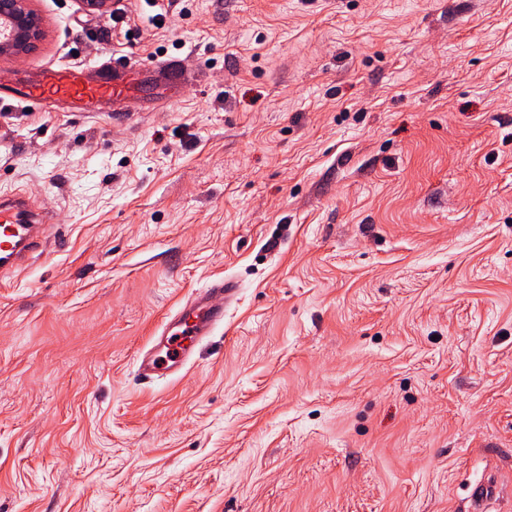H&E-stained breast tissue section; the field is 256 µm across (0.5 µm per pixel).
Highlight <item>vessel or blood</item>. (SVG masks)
<instances>
[{
	"label": "vessel or blood",
	"mask_w": 512,
	"mask_h": 512,
	"mask_svg": "<svg viewBox=\"0 0 512 512\" xmlns=\"http://www.w3.org/2000/svg\"><path fill=\"white\" fill-rule=\"evenodd\" d=\"M141 70V64L128 56L100 65L91 74L77 68L54 67L20 89L0 79V96L7 100L19 96L41 109L68 101L77 111L90 112L99 100L119 106L136 96L140 87L134 77ZM54 224L51 213L33 208L23 194L0 196V280L24 269L35 256L48 250ZM237 294L234 281L218 278L190 295L162 323L155 348L138 355V374L146 379L178 374L195 348L223 325L225 311ZM496 491V480L475 484L470 492L472 512H487L486 505Z\"/></svg>",
	"instance_id": "1"
}]
</instances>
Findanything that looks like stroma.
Masks as SVG:
<instances>
[{"label":"stroma","instance_id":"35a3bbf8","mask_svg":"<svg viewBox=\"0 0 512 512\" xmlns=\"http://www.w3.org/2000/svg\"><path fill=\"white\" fill-rule=\"evenodd\" d=\"M34 6L0 74L132 55L153 93L0 105V194L60 240L0 282V512H469L492 473L512 512V0ZM238 291L234 281L218 278L190 295L162 323L156 350L149 348L138 355V374L144 379L178 374L194 349L224 325L226 308L236 300Z\"/></svg>","mask_w":512,"mask_h":512}]
</instances>
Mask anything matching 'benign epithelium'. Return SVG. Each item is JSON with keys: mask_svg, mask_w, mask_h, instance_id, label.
I'll use <instances>...</instances> for the list:
<instances>
[{"mask_svg": "<svg viewBox=\"0 0 512 512\" xmlns=\"http://www.w3.org/2000/svg\"><path fill=\"white\" fill-rule=\"evenodd\" d=\"M45 37V21L33 0H0V58H22Z\"/></svg>", "mask_w": 512, "mask_h": 512, "instance_id": "7a95c632", "label": "benign epithelium"}]
</instances>
